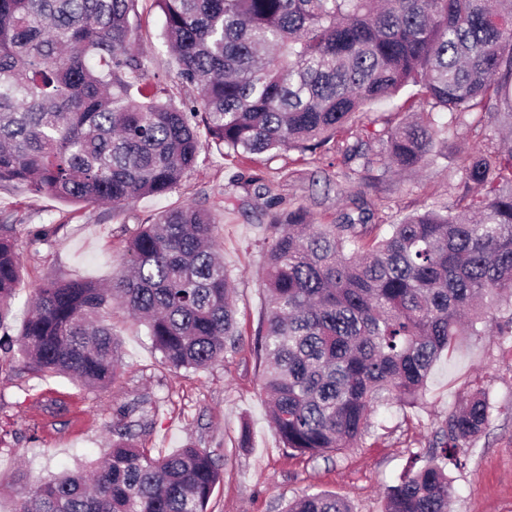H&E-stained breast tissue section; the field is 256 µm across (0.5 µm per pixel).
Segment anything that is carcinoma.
I'll return each instance as SVG.
<instances>
[{"label":"carcinoma","mask_w":512,"mask_h":512,"mask_svg":"<svg viewBox=\"0 0 512 512\" xmlns=\"http://www.w3.org/2000/svg\"><path fill=\"white\" fill-rule=\"evenodd\" d=\"M136 0H0V186L91 205L172 191L214 141L235 153L313 151L365 107L413 86L428 111L379 131L382 152L349 157L414 171L451 126L512 127V0H158L180 107L147 83L130 49ZM447 113L441 124L436 116ZM473 190L371 233L368 208L342 224L306 211L268 225L267 313L256 338L269 416L311 457L355 447L371 408L422 399L439 357L494 322L512 336V140L458 158ZM207 210L182 205L132 233L109 288L51 280L17 335L4 331L20 277L17 225L0 220V365L104 388L121 359L112 307L143 323L169 368L197 372L241 335ZM477 392L448 411L435 447L488 424ZM106 459L20 493L15 512H207L224 460L192 444L153 457L116 423ZM452 481L432 462L389 487L384 512H448ZM286 512H351L305 494Z\"/></svg>","instance_id":"1"}]
</instances>
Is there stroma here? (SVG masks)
Masks as SVG:
<instances>
[{
    "label": "stroma",
    "instance_id": "35a3bbf8",
    "mask_svg": "<svg viewBox=\"0 0 512 512\" xmlns=\"http://www.w3.org/2000/svg\"><path fill=\"white\" fill-rule=\"evenodd\" d=\"M134 48L146 56L174 104L196 97L181 84L177 64L163 36L164 16L155 0H137L131 16ZM409 91L386 104L368 106L353 119L351 131L316 151L296 148L241 155L209 143L179 186L163 196H145L123 207L89 206L23 186L0 189V215L15 219L20 233V280L12 323L20 325L36 291L51 278L117 277L125 263L128 238L140 224L184 204L212 211L216 248L233 280L236 353L207 369L188 373L161 363L140 322L114 316L121 367L105 389H89L63 376L0 372V512H14L18 480L35 485L63 470L105 455L120 412L142 421L135 441L151 456L192 443L224 457L223 479L208 512H282L304 493L342 498L352 512H383L388 487L427 464L431 444L448 410L471 393L484 391L491 406L484 431L458 449L444 466L452 480L451 512H512V336L487 327L482 336L457 337L453 349L434 366L423 400L413 408L374 409L370 427L357 447L316 459L284 448L268 417L263 388L265 361L255 349L266 313L264 281L268 242L264 227L288 211L304 207L311 224H338L349 199L368 202L379 232L438 202L456 203L465 188L458 154L496 144L494 125L457 128L444 158L411 174L362 169L347 161V145L381 149L371 120L397 124L407 116ZM49 237H42V230ZM57 399L70 409L68 426L43 412ZM252 430V445L240 447L242 424Z\"/></svg>",
    "mask_w": 512,
    "mask_h": 512
}]
</instances>
